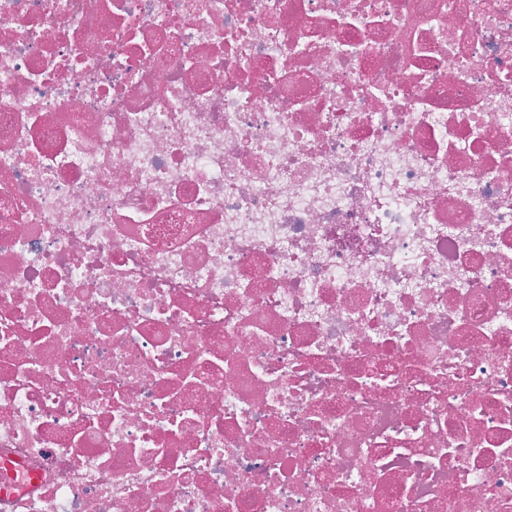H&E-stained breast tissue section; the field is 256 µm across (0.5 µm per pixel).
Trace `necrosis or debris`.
I'll return each mask as SVG.
<instances>
[{
    "mask_svg": "<svg viewBox=\"0 0 512 512\" xmlns=\"http://www.w3.org/2000/svg\"><path fill=\"white\" fill-rule=\"evenodd\" d=\"M0 512H512V0H0Z\"/></svg>",
    "mask_w": 512,
    "mask_h": 512,
    "instance_id": "necrosis-or-debris-1",
    "label": "necrosis or debris"
}]
</instances>
